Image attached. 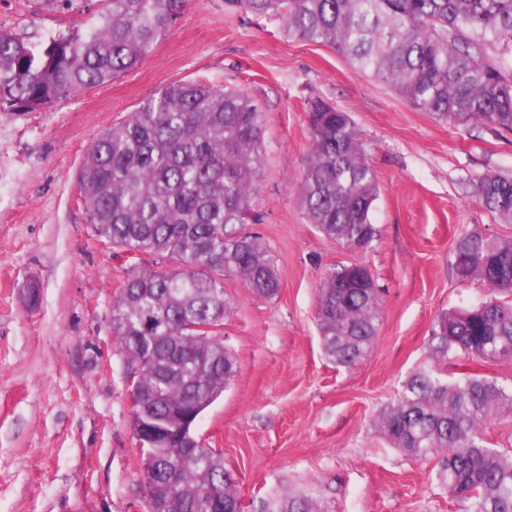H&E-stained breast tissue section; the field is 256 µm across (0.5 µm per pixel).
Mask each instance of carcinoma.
Returning a JSON list of instances; mask_svg holds the SVG:
<instances>
[{
    "label": "carcinoma",
    "mask_w": 512,
    "mask_h": 512,
    "mask_svg": "<svg viewBox=\"0 0 512 512\" xmlns=\"http://www.w3.org/2000/svg\"><path fill=\"white\" fill-rule=\"evenodd\" d=\"M89 30L30 42L0 31V112L36 110L137 67L181 17L189 0H103ZM228 8L275 18L284 35L327 45L360 73L390 85L415 109L452 126L482 123L512 131V0H225ZM310 154L300 204L309 223L347 250L374 246L378 179L351 116L319 100L308 112ZM265 115L245 91L197 81L171 83L146 98L88 147L79 196L98 240L150 253L112 303V336L137 375L141 408L132 430L150 433L142 480L160 505L172 488L175 512H240L233 474L211 448L178 437L233 380L224 342L198 322H221L231 304L224 278L253 293L280 288L269 245L244 231L267 160ZM483 206L512 222V176L473 182ZM453 272L479 279L492 297L440 315L429 356L379 428L415 460L438 458L436 480L463 512H512V453L488 445L484 425L512 413V391L495 380L442 381L448 356L486 362L512 357V240L480 232L453 246ZM317 320L324 355L355 363L370 348L381 304L370 269L353 262L326 271ZM280 512H321L312 494Z\"/></svg>",
    "instance_id": "carcinoma-1"
}]
</instances>
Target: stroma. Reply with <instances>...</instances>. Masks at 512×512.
<instances>
[{
	"instance_id": "35a3bbf8",
	"label": "stroma",
	"mask_w": 512,
	"mask_h": 512,
	"mask_svg": "<svg viewBox=\"0 0 512 512\" xmlns=\"http://www.w3.org/2000/svg\"><path fill=\"white\" fill-rule=\"evenodd\" d=\"M102 7L0 0V29L45 42L85 29ZM186 80L243 89L265 113L253 229L271 248L280 288L260 298L225 279L232 311L222 339L236 374L194 426L223 454L241 512L311 492L323 512H462L433 461L391 447L378 419L426 360L437 317L490 295L482 281L456 279L451 252L473 231L512 239V223L472 186L512 175V132L437 122L329 46L284 36L278 21L224 0H190L142 63L108 85L0 112V512H150L110 322L132 261L101 246L76 178L105 128ZM316 99L350 114L378 176L371 220L381 236L362 254L324 238L300 206ZM356 261L373 273L382 318L366 355L343 367L320 346L318 290L330 267ZM438 369L450 383L486 377L512 389V358L452 355Z\"/></svg>"
}]
</instances>
